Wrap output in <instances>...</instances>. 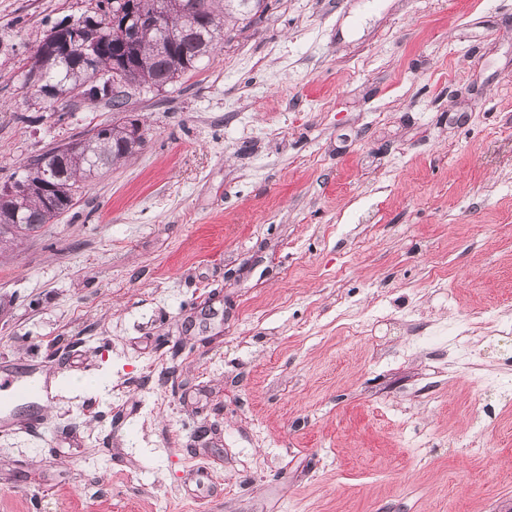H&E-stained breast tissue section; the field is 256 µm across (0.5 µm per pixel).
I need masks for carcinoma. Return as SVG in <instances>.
Listing matches in <instances>:
<instances>
[{
    "label": "carcinoma",
    "instance_id": "obj_1",
    "mask_svg": "<svg viewBox=\"0 0 512 512\" xmlns=\"http://www.w3.org/2000/svg\"><path fill=\"white\" fill-rule=\"evenodd\" d=\"M131 0H98L100 15L87 16L84 21L99 27L94 56L95 68L106 70L116 65L126 81L148 87L171 84L187 72L198 68L224 39V17L233 12L241 16L261 11L263 0H154L158 7L182 19L183 33L179 40L162 51L156 48L158 32L142 30L136 39L127 38L118 27H109L112 14L123 10ZM38 73L43 84L37 93L55 98L84 85L83 100L107 101L112 119L87 138L77 141L80 148L59 155L55 145L34 156L22 169L28 180L25 194L10 202H0V225L9 224L13 232L26 238L45 224L54 223L73 206L75 196L86 182L103 174V170L129 157L127 152V111L129 98L113 94L93 80L80 51L52 55L37 47L28 74ZM57 168L59 178L52 186L39 178L41 169Z\"/></svg>",
    "mask_w": 512,
    "mask_h": 512
}]
</instances>
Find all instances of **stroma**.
Returning <instances> with one entry per match:
<instances>
[{
    "label": "stroma",
    "instance_id": "35a3bbf8",
    "mask_svg": "<svg viewBox=\"0 0 512 512\" xmlns=\"http://www.w3.org/2000/svg\"><path fill=\"white\" fill-rule=\"evenodd\" d=\"M0 252V512H512V0H264ZM96 0H0V185L111 119L28 88ZM471 322L467 352L449 326Z\"/></svg>",
    "mask_w": 512,
    "mask_h": 512
}]
</instances>
